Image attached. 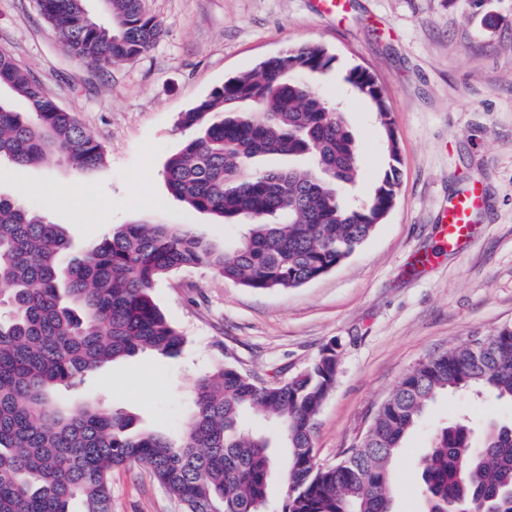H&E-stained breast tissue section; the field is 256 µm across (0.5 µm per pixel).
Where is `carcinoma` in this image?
I'll use <instances>...</instances> for the list:
<instances>
[{
    "label": "carcinoma",
    "instance_id": "1",
    "mask_svg": "<svg viewBox=\"0 0 512 512\" xmlns=\"http://www.w3.org/2000/svg\"><path fill=\"white\" fill-rule=\"evenodd\" d=\"M37 0L67 53L101 67L149 51L161 24L144 0ZM323 45L289 48L232 76L188 111L192 131L166 161L170 193L188 209L244 228L233 245L174 224H121L76 251L57 224L0 196V284L11 287L0 317V512H112V471L144 464L182 512H266L280 468L279 512H392L390 471L406 434L439 394L472 390L512 400V325L439 351L414 365L380 403L366 430L334 465L317 462L315 418L336 376V344L303 372L258 385L217 364L194 388L179 435L144 431L137 417L100 399H69L102 366L155 352L176 357L185 337L159 309L155 283L208 268L254 291L305 285L350 257L384 222L400 179L398 144L382 89L355 66L345 80L384 127L389 169L363 200L342 189L362 176L344 117L301 81L284 76L332 69ZM0 162L18 168L63 160L90 172L104 149L39 82L0 50ZM260 157L301 164L257 170ZM272 418L287 454L250 421ZM428 512H512V425L475 446L463 421L437 430L422 458Z\"/></svg>",
    "mask_w": 512,
    "mask_h": 512
}]
</instances>
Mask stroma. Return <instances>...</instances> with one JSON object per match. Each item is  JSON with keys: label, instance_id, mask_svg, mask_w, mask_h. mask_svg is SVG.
<instances>
[{"label": "stroma", "instance_id": "stroma-1", "mask_svg": "<svg viewBox=\"0 0 512 512\" xmlns=\"http://www.w3.org/2000/svg\"><path fill=\"white\" fill-rule=\"evenodd\" d=\"M145 0L162 26L136 59L97 70L69 57L35 0H0V49L103 146L104 169L66 163L0 165V195L37 209L74 246L115 224H186L216 247L235 226L170 195L167 158L188 138L181 112L224 80L283 49L309 43L335 54L315 89L346 107L363 162L360 192L387 166L384 135L354 97L361 66L382 87L400 152L395 208L348 259L301 287L255 292L205 268L159 280L157 304L186 343L175 358L145 353L96 371L87 392L134 413L141 427L177 434L196 380L224 362L270 384L291 378L338 342L333 388L318 417L319 463L341 460L401 377L428 355L512 324V0ZM87 185L72 202L73 184ZM482 190L471 243L426 270L408 258L433 249L450 197ZM469 419L476 434L512 422V401L443 394L406 437L391 472L395 512H424L417 462L434 430ZM112 512H181L141 465L112 473Z\"/></svg>", "mask_w": 512, "mask_h": 512}]
</instances>
